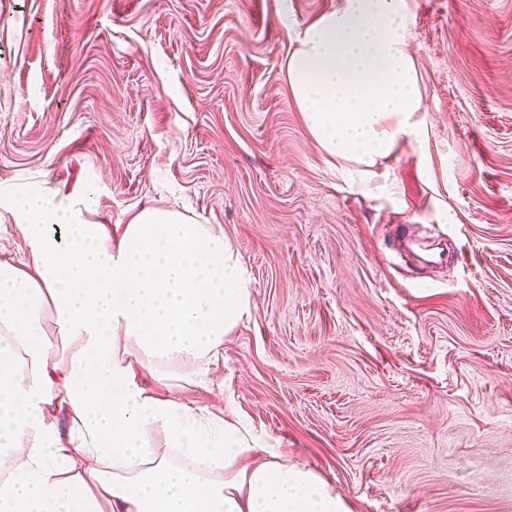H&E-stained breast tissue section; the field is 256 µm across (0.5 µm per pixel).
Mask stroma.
<instances>
[{
	"instance_id": "1",
	"label": "stroma",
	"mask_w": 512,
	"mask_h": 512,
	"mask_svg": "<svg viewBox=\"0 0 512 512\" xmlns=\"http://www.w3.org/2000/svg\"><path fill=\"white\" fill-rule=\"evenodd\" d=\"M342 3L0 0V261L25 255L4 211L25 188L213 225L253 315L206 385L174 361L149 391L233 409L350 512H512V0H406L428 140L371 184L286 76ZM409 230L447 263L401 257Z\"/></svg>"
}]
</instances>
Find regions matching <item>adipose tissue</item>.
<instances>
[{"label": "adipose tissue", "mask_w": 512, "mask_h": 512, "mask_svg": "<svg viewBox=\"0 0 512 512\" xmlns=\"http://www.w3.org/2000/svg\"><path fill=\"white\" fill-rule=\"evenodd\" d=\"M406 17V0H344L303 30L287 79L328 156L371 167L425 144ZM92 204L33 189L10 208L27 255L0 262V512H348L235 416L140 382L146 371L167 383L173 359L202 377L251 316L250 278L223 231L152 207L93 223ZM48 311L70 346L61 365Z\"/></svg>", "instance_id": "1"}]
</instances>
